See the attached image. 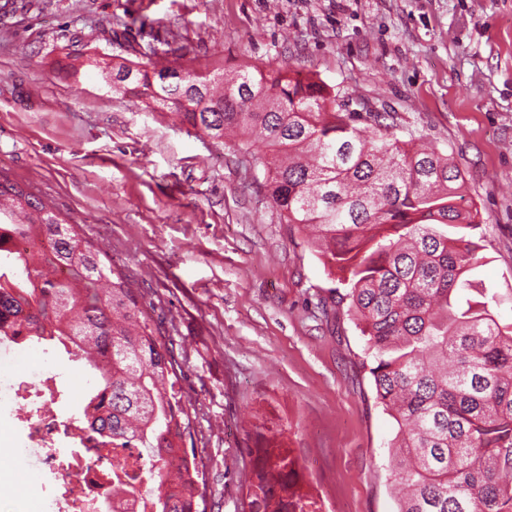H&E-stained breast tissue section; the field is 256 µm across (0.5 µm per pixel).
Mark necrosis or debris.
<instances>
[{
	"label": "necrosis or debris",
	"mask_w": 512,
	"mask_h": 512,
	"mask_svg": "<svg viewBox=\"0 0 512 512\" xmlns=\"http://www.w3.org/2000/svg\"><path fill=\"white\" fill-rule=\"evenodd\" d=\"M42 364L24 373L0 372V413L12 420L21 438L14 445L9 473L22 459L33 460L40 472L54 475L58 487L51 512H112V489L103 481L115 458L125 459L129 473L149 463L138 448H115L91 431L88 397L74 399L55 368L58 349L44 345Z\"/></svg>",
	"instance_id": "obj_1"
}]
</instances>
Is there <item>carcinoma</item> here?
<instances>
[{"label":"carcinoma","mask_w":512,"mask_h":512,"mask_svg":"<svg viewBox=\"0 0 512 512\" xmlns=\"http://www.w3.org/2000/svg\"><path fill=\"white\" fill-rule=\"evenodd\" d=\"M136 63L121 93L177 114L194 129L254 158L260 186L284 223L310 233L338 276L371 358L378 403L397 431L390 471L397 512H512V322L504 298L474 279L483 245L480 211L461 207L465 178L422 135L397 136L395 116L360 115L326 84L284 69L221 74ZM29 240L19 275L0 272V330L77 349L94 377L100 413L91 429L114 448H142L152 466H115L112 492L133 502L134 482L153 484L156 512H199L196 454L181 441L190 418L175 390L177 370L127 278L41 199L0 174V230ZM51 253L45 254L40 243ZM297 471L286 454L255 468L250 512H296Z\"/></svg>","instance_id":"obj_1"}]
</instances>
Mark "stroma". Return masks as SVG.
Listing matches in <instances>:
<instances>
[{
  "instance_id": "1",
  "label": "stroma",
  "mask_w": 512,
  "mask_h": 512,
  "mask_svg": "<svg viewBox=\"0 0 512 512\" xmlns=\"http://www.w3.org/2000/svg\"><path fill=\"white\" fill-rule=\"evenodd\" d=\"M288 66L350 112H391L466 177L478 279L512 291V0H0V174L130 280L178 363L205 512H248L260 448H288L342 512H397L365 340L344 287L282 224L234 139L109 90L90 56ZM325 299L318 313L316 299Z\"/></svg>"
}]
</instances>
